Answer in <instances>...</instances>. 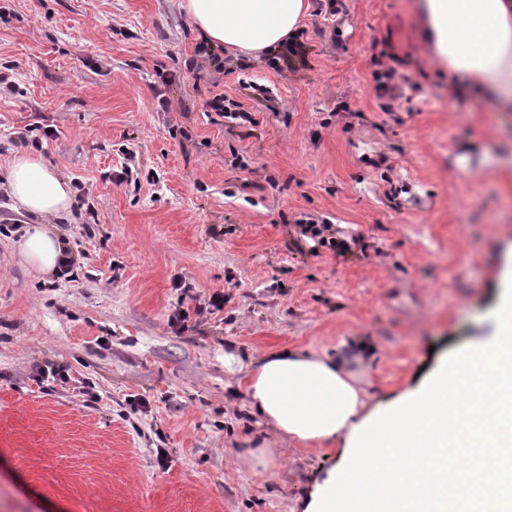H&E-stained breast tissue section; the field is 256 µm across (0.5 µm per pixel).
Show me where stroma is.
Returning a JSON list of instances; mask_svg holds the SVG:
<instances>
[{"instance_id": "35a3bbf8", "label": "stroma", "mask_w": 512, "mask_h": 512, "mask_svg": "<svg viewBox=\"0 0 512 512\" xmlns=\"http://www.w3.org/2000/svg\"><path fill=\"white\" fill-rule=\"evenodd\" d=\"M181 2L0 0V64L19 88L0 97V184L12 133L35 127L95 211L43 217L76 259L52 288L20 256L32 217L0 228V512H298L345 467L343 443L278 442L268 466L244 463L268 427L225 357L344 359L383 410L495 334L512 112L449 90L420 0H311L303 56L197 75ZM388 54L406 81L385 112L372 73ZM162 68L176 75L163 109ZM218 95L253 123L219 117ZM307 217L339 250L302 234ZM177 278L186 307L220 291L223 310L175 332ZM360 337L370 358L350 350Z\"/></svg>"}]
</instances>
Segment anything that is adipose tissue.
<instances>
[{
	"label": "adipose tissue",
	"mask_w": 512,
	"mask_h": 512,
	"mask_svg": "<svg viewBox=\"0 0 512 512\" xmlns=\"http://www.w3.org/2000/svg\"><path fill=\"white\" fill-rule=\"evenodd\" d=\"M201 37L257 58L298 32L310 0H183ZM437 60L449 75L512 109V0H423ZM7 191L16 209L57 214L72 190L40 156L15 153ZM22 258L42 276L63 255L52 230L30 226ZM496 312L497 334L460 353L451 371L402 395L384 412L342 361L281 350L253 361L247 392L287 442L343 439L347 466L329 477L302 512H512V265Z\"/></svg>",
	"instance_id": "adipose-tissue-1"
}]
</instances>
